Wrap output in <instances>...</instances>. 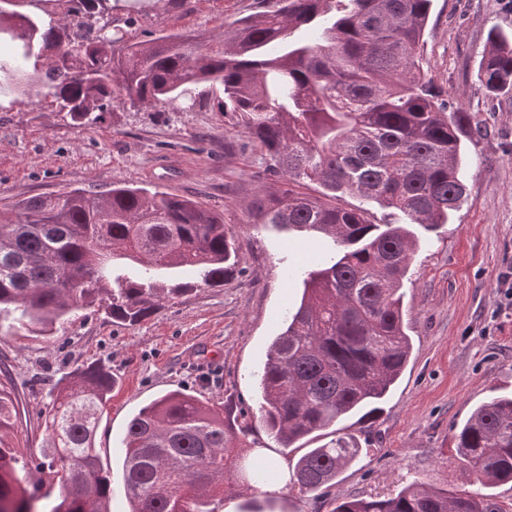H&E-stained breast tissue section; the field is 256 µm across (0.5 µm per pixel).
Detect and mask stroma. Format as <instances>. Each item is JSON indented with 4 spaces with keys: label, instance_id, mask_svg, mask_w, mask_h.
I'll list each match as a JSON object with an SVG mask.
<instances>
[{
    "label": "stroma",
    "instance_id": "35a3bbf8",
    "mask_svg": "<svg viewBox=\"0 0 512 512\" xmlns=\"http://www.w3.org/2000/svg\"><path fill=\"white\" fill-rule=\"evenodd\" d=\"M261 0H114L113 29L146 41L164 32L221 37L225 25L261 10ZM512 33L505 0H433L421 66L442 99L473 127L463 139L466 201L435 231H419L405 284L403 317L412 350L407 369L369 425L340 421L366 452L322 495L280 486L274 493L231 477L219 512L272 501L276 512H333L354 497L388 496L418 482L461 494L474 484L455 463L454 434L490 396L512 392V310L498 278L512 271V95H491L477 78L492 29ZM122 183L159 188L221 212L237 239V263L223 286L200 287L129 326L98 308L74 312L44 339L0 335V375L11 374L24 456L38 454L49 392L65 372L99 362L115 383L96 436L112 473V512H127L120 448L129 419L173 391L229 408L245 428L235 452L295 465L304 449L332 438L322 430L281 455L259 419L257 374L266 349L300 296L288 272L307 266L312 232L257 223L251 204L279 194L260 152L218 112L212 97L116 107L94 128L69 125L48 99L0 93V208L74 189Z\"/></svg>",
    "mask_w": 512,
    "mask_h": 512
}]
</instances>
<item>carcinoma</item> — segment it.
<instances>
[{"instance_id":"obj_1","label":"carcinoma","mask_w":512,"mask_h":512,"mask_svg":"<svg viewBox=\"0 0 512 512\" xmlns=\"http://www.w3.org/2000/svg\"><path fill=\"white\" fill-rule=\"evenodd\" d=\"M77 27L0 7V91L38 88L63 118L94 127L114 103H173L200 86L218 89L220 112L256 144L281 194L252 205L262 224L305 228L333 242L302 273L300 304L268 346L260 414L280 448L381 410L403 373L411 339L402 288L417 240L464 202L460 155L466 115L438 98L418 49L432 0H267L224 28L220 40L165 33L125 42L99 22L103 0H68ZM43 69H38V66ZM477 76L512 93V34L491 31ZM315 183L323 198L296 188ZM360 200L346 207L344 196ZM401 222L377 220L370 206ZM236 240L224 216L160 190L113 185L75 189L0 209V334L45 336L75 310L96 306L135 325L198 287L224 284ZM189 274L185 281L179 275ZM113 386L100 363L74 368L51 394L37 467L58 503L30 508L28 462L14 443L12 386L0 381V503L11 512H112L110 472L95 442ZM224 416L196 397L169 393L127 423L122 471L129 512H218L224 480L272 482L277 466L233 455ZM466 472L484 485L512 482V395H493L455 433ZM343 433L296 462L301 495L328 488L360 457ZM334 512H503L490 494L412 485L394 496L350 498Z\"/></svg>"}]
</instances>
